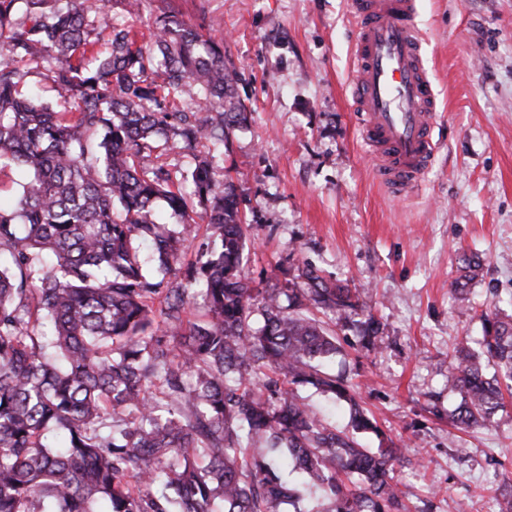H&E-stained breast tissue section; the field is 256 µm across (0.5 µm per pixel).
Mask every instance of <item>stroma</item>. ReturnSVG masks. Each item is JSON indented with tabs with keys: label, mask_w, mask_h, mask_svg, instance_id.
Here are the masks:
<instances>
[{
	"label": "stroma",
	"mask_w": 512,
	"mask_h": 512,
	"mask_svg": "<svg viewBox=\"0 0 512 512\" xmlns=\"http://www.w3.org/2000/svg\"><path fill=\"white\" fill-rule=\"evenodd\" d=\"M208 24L249 110L224 154L252 226L254 283L309 264L356 288L381 322L380 348L337 329L358 401L404 440L398 473L419 512H497L512 486V408L461 429L448 415L453 349L482 334L488 307H512V0H418L417 25L439 94V149L414 193L374 178L348 83L350 0H176ZM481 276L459 301L463 257Z\"/></svg>",
	"instance_id": "35a3bbf8"
}]
</instances>
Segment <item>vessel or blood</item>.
I'll list each match as a JSON object with an SVG mask.
<instances>
[{"label": "vessel or blood", "instance_id": "b4317fda", "mask_svg": "<svg viewBox=\"0 0 512 512\" xmlns=\"http://www.w3.org/2000/svg\"><path fill=\"white\" fill-rule=\"evenodd\" d=\"M357 35L351 97L378 182L412 192L428 168L438 112L416 26L415 0H351Z\"/></svg>", "mask_w": 512, "mask_h": 512}]
</instances>
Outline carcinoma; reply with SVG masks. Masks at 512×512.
Returning <instances> with one entry per match:
<instances>
[{"mask_svg": "<svg viewBox=\"0 0 512 512\" xmlns=\"http://www.w3.org/2000/svg\"><path fill=\"white\" fill-rule=\"evenodd\" d=\"M104 5L0 0V173L27 174L0 205V512H282L312 489L315 512H408L403 447L359 446L384 433L322 371L338 347L313 312L370 349L378 319L309 264L264 288L244 274L250 224L224 177L248 120L236 68L171 0H125L120 21ZM34 68L55 104L24 90ZM161 138L191 168L139 166ZM158 200L181 223H157ZM481 268L462 259L460 299ZM484 323L482 353L461 346L448 370L465 428L512 382V315ZM307 385L349 403L352 434L309 410Z\"/></svg>", "mask_w": 512, "mask_h": 512, "instance_id": "cac0c4a2", "label": "carcinoma"}]
</instances>
